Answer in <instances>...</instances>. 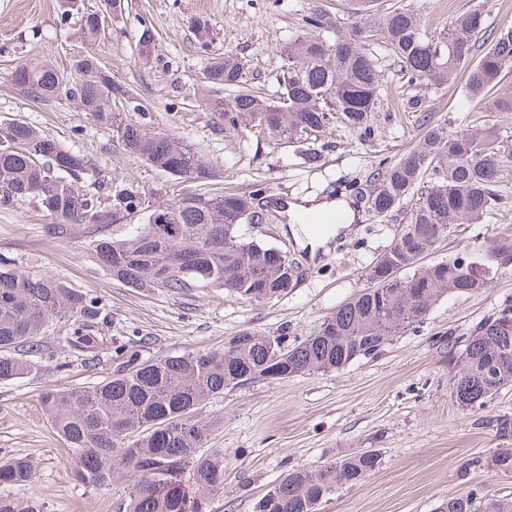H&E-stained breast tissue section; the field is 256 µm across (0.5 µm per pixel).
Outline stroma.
I'll use <instances>...</instances> for the list:
<instances>
[{
    "label": "stroma",
    "instance_id": "1",
    "mask_svg": "<svg viewBox=\"0 0 512 512\" xmlns=\"http://www.w3.org/2000/svg\"><path fill=\"white\" fill-rule=\"evenodd\" d=\"M80 4L106 14V35L91 46L76 39L73 21L62 20L59 0H0V119L28 122L84 154L94 174L110 180L116 190L151 189L168 202L229 190H270L318 201L339 194L360 212L348 231L330 241L327 252L313 256L292 237L289 222L246 227V234L288 248L300 267L286 295L253 301L208 288L175 297L128 287L96 262L83 226L72 225L59 237L48 230L52 216L35 205L0 208V256L22 270L92 291L107 316L104 344L138 341L147 357L220 349L247 326L271 336L311 334L339 304L366 287L370 263L405 221L401 211L384 218L368 213L360 193L368 188L371 172L416 145L427 123L461 124L474 108L458 87L410 86L386 68L370 134L342 131L325 137L321 166L312 169L303 162L304 144L216 124L212 104L229 93L214 89L200 94L198 81L208 54L226 53L243 63L251 84L273 93L267 76L280 68L282 48L305 29L310 12L326 8L345 28L355 21L349 0H128L117 11L106 0ZM399 4L417 14L431 34L474 8L483 9L491 22H512V0ZM200 18L212 25L206 50L192 29ZM144 20L159 33L158 59L149 67L138 62L135 49ZM90 51L112 80L143 105V113H131V120L145 118L150 131L175 136L218 162L223 178L205 183L172 176L125 151L74 102H34L12 81L19 65L63 68ZM410 97L421 99V111L405 108ZM503 235H512V210L484 224L453 225L424 261L445 260ZM507 299L512 300V264L486 290L443 297L424 323L393 337L375 357L338 371L259 378L225 388L201 411L213 423L204 451L224 457V481L207 493L206 512H254L288 469H315L362 450L377 451V469L361 484L336 489L318 512H440L448 496L477 485L512 495V473L488 465L495 440L450 395L455 369L448 363L449 340L469 334ZM65 333V325H56L43 340L45 356H34L23 377L0 383V458L26 457L36 465L31 484L9 487L6 493L18 501L37 497L44 512H123L131 480L119 475L100 488L77 481L75 457L39 404L45 391L78 390L110 372V360L90 366L78 358L69 372H56L47 355L62 351Z\"/></svg>",
    "mask_w": 512,
    "mask_h": 512
}]
</instances>
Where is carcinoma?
Instances as JSON below:
<instances>
[{"mask_svg":"<svg viewBox=\"0 0 512 512\" xmlns=\"http://www.w3.org/2000/svg\"><path fill=\"white\" fill-rule=\"evenodd\" d=\"M308 25L336 30L323 40L303 32L281 51L277 89L263 96L250 88L241 63L229 55L210 59L203 89L232 92L213 109L226 128L250 126L274 141H307L333 129L371 131L385 61L407 83L440 88L462 81L466 97L485 113L512 112V25H494L473 9L451 28L430 36L420 19L392 5L347 29L335 27L318 9ZM102 30L96 12L81 16L78 38L94 44ZM381 42L384 52L371 49ZM157 33L151 24L137 34L138 61L155 57ZM14 85L31 100L65 98L112 132L127 151L150 165L187 180L214 181L223 169L173 136L151 133L127 120L139 104L88 54L60 70L20 66ZM512 161V135L481 115L464 126L434 124L417 148L375 173L367 209L385 216L410 206L389 248L372 262L370 286L358 291L325 318L310 336L286 343L285 334L265 336L246 327L219 350L144 357L136 345L110 352L111 376L88 388L52 390L41 406L54 431L75 454L74 475L89 487L112 482L121 471L133 478L124 512H204L203 494L220 483L224 460L203 454L210 425L197 419L202 404L228 386L251 380L285 379L338 371L361 357H374L393 336L422 323L449 294L487 288L499 269L512 262V235L495 237L475 252L415 267L455 224H481L512 206L502 190L506 163ZM89 160L25 122L0 121V206L32 203L55 217L62 234L73 224L96 232L124 217L140 219L129 236H101L89 246L112 278L131 288H160L185 295L199 287L224 289L254 301L278 298L295 286L298 266L288 251L242 233L245 224H264L273 206L256 193L190 195L167 203L153 193L112 191L105 181L80 183ZM72 323L65 347L99 361L98 337L104 317L89 290L73 288L49 275L21 272L0 256V383L14 381L30 367L29 354L52 325ZM455 362L451 395L475 425L506 443L512 414L493 413L487 404L512 387V301L480 321L468 336L451 341ZM373 450L330 461L309 470H288L257 502L256 512H317L319 501L342 486L363 482L375 470ZM192 468V482L180 476ZM489 466L512 472V448L492 451ZM34 464L26 457L0 462V486L27 485ZM0 512H43L38 499L24 502L0 494ZM443 512H512V497L476 486L448 498Z\"/></svg>","mask_w":512,"mask_h":512,"instance_id":"carcinoma-1","label":"carcinoma"}]
</instances>
